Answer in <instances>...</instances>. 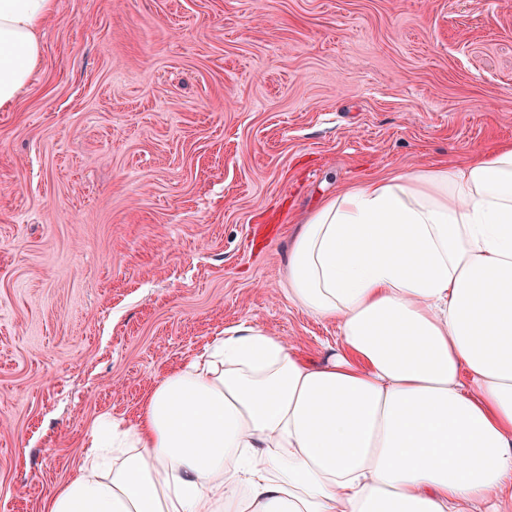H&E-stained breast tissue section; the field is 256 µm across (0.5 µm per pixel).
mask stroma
Wrapping results in <instances>:
<instances>
[{
    "label": "stroma",
    "mask_w": 512,
    "mask_h": 512,
    "mask_svg": "<svg viewBox=\"0 0 512 512\" xmlns=\"http://www.w3.org/2000/svg\"><path fill=\"white\" fill-rule=\"evenodd\" d=\"M0 110V512L279 295L299 213L512 143V0H57Z\"/></svg>",
    "instance_id": "stroma-1"
}]
</instances>
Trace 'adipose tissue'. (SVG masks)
<instances>
[{
    "label": "adipose tissue",
    "mask_w": 512,
    "mask_h": 512,
    "mask_svg": "<svg viewBox=\"0 0 512 512\" xmlns=\"http://www.w3.org/2000/svg\"><path fill=\"white\" fill-rule=\"evenodd\" d=\"M55 0H0V109ZM312 363L252 324L99 419L44 512H512V144L375 178L300 220L281 290Z\"/></svg>",
    "instance_id": "ef3b65f1"
}]
</instances>
